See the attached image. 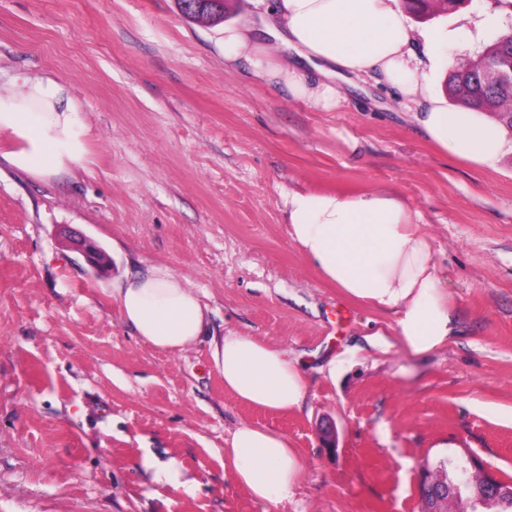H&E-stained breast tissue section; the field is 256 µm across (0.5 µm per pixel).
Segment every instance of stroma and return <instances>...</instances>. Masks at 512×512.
<instances>
[{
	"instance_id": "1",
	"label": "stroma",
	"mask_w": 512,
	"mask_h": 512,
	"mask_svg": "<svg viewBox=\"0 0 512 512\" xmlns=\"http://www.w3.org/2000/svg\"><path fill=\"white\" fill-rule=\"evenodd\" d=\"M223 24L177 0H0V89L40 73L68 85L89 127L86 169L36 180L0 167V512H420V466L469 451L512 481V155L466 166L374 86L314 112L225 68ZM477 59L512 10L465 0L422 24ZM390 190L421 214L456 334L406 349L393 314L347 298L288 235L291 191ZM107 261L90 268L72 237ZM209 309L181 352L144 344L114 286L147 264ZM235 333L302 366L301 410L227 392L211 339ZM255 424L287 435L302 476L287 502L254 500L224 441ZM336 432L326 447L323 427Z\"/></svg>"
}]
</instances>
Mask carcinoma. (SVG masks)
I'll list each match as a JSON object with an SVG mask.
<instances>
[{"mask_svg": "<svg viewBox=\"0 0 512 512\" xmlns=\"http://www.w3.org/2000/svg\"><path fill=\"white\" fill-rule=\"evenodd\" d=\"M465 0H406L408 9L420 20L438 11L455 9ZM449 99L485 112H497L512 124V42L498 40L482 56L466 66L449 71L445 81Z\"/></svg>", "mask_w": 512, "mask_h": 512, "instance_id": "obj_1", "label": "carcinoma"}]
</instances>
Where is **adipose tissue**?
Returning a JSON list of instances; mask_svg holds the SVG:
<instances>
[{"label": "adipose tissue", "mask_w": 512, "mask_h": 512, "mask_svg": "<svg viewBox=\"0 0 512 512\" xmlns=\"http://www.w3.org/2000/svg\"><path fill=\"white\" fill-rule=\"evenodd\" d=\"M256 16L224 29V64L247 59L252 75L315 112L336 111L343 86L362 76L413 106L419 134L467 165L498 169L512 134L484 112L449 106L431 80L447 34L416 32L399 0H257ZM21 94L0 92V161L34 179L88 163V127L67 87L46 75L21 79ZM288 234L303 258L349 298L395 316L412 353L445 345L456 324L431 258L421 216L392 191H295L284 199ZM121 315L146 344L177 352L208 328V308L168 267L150 265L113 290ZM224 387L241 402L279 412L301 409L307 385L282 350L249 336L212 343ZM235 482L260 502L288 501L302 465L287 437L237 427L224 447Z\"/></svg>", "instance_id": "adipose-tissue-1"}]
</instances>
